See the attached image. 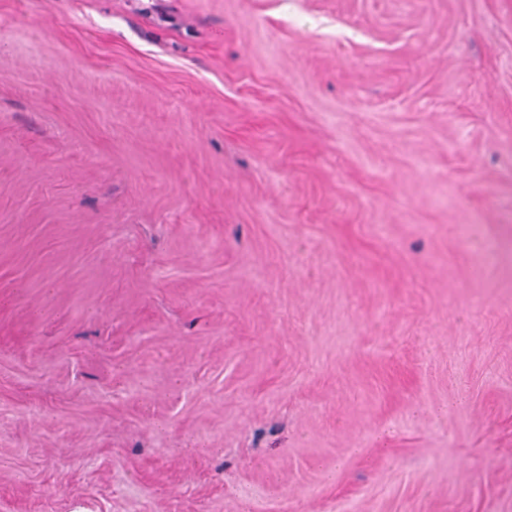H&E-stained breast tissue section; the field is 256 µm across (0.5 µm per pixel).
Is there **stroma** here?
<instances>
[{
    "label": "stroma",
    "instance_id": "35a3bbf8",
    "mask_svg": "<svg viewBox=\"0 0 512 512\" xmlns=\"http://www.w3.org/2000/svg\"><path fill=\"white\" fill-rule=\"evenodd\" d=\"M0 512H512V0H0Z\"/></svg>",
    "mask_w": 512,
    "mask_h": 512
}]
</instances>
